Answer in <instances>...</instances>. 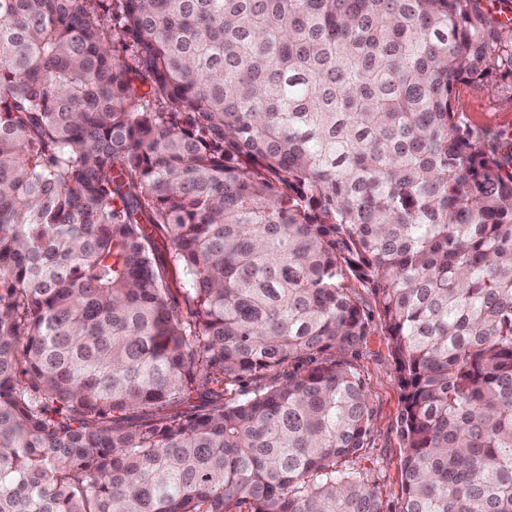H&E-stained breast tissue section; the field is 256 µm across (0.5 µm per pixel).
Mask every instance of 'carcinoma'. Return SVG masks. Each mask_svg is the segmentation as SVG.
<instances>
[{
  "label": "carcinoma",
  "instance_id": "cac0c4a2",
  "mask_svg": "<svg viewBox=\"0 0 512 512\" xmlns=\"http://www.w3.org/2000/svg\"><path fill=\"white\" fill-rule=\"evenodd\" d=\"M98 2L0 0V512H389L376 320L400 512H512V132L455 106L504 25L119 0L126 64ZM353 363L365 380L375 408L373 442L364 448L357 468L376 480L382 497L396 506L402 498L401 448L397 420L400 412V387L397 372L389 356L380 325L360 347Z\"/></svg>",
  "mask_w": 512,
  "mask_h": 512
}]
</instances>
